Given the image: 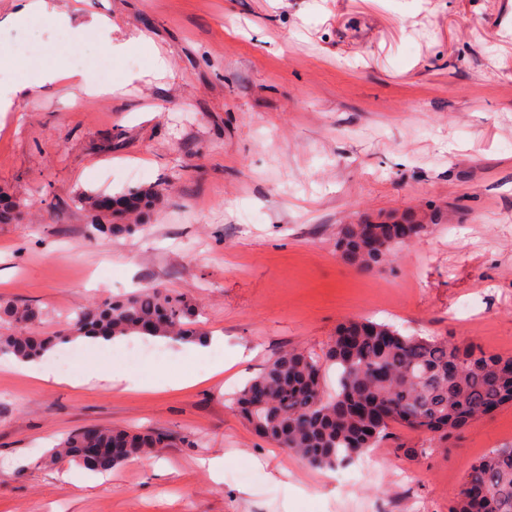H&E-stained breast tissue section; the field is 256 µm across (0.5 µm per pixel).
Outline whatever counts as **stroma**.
<instances>
[{"instance_id":"obj_1","label":"stroma","mask_w":512,"mask_h":512,"mask_svg":"<svg viewBox=\"0 0 512 512\" xmlns=\"http://www.w3.org/2000/svg\"><path fill=\"white\" fill-rule=\"evenodd\" d=\"M64 21L14 22L0 0V297L50 336L80 307L135 291L186 294L220 334L223 376L176 390L44 383L0 356V512H448L470 465L512 446V404L449 436L396 426L374 470H317L259 437L228 402L283 347L323 352L369 317L512 356V0H56ZM112 22L110 33L97 26ZM36 34L41 56L20 59ZM127 49L113 54L108 43ZM167 59L150 76L153 51ZM109 81L102 96L89 84ZM164 200L131 235L91 239L85 193ZM427 232L363 274L341 225ZM84 351L155 380L203 373L181 344ZM93 426L160 429L159 456L109 480L56 458ZM224 458L215 481L202 459Z\"/></svg>"}]
</instances>
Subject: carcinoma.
<instances>
[{"label": "carcinoma", "instance_id": "obj_1", "mask_svg": "<svg viewBox=\"0 0 512 512\" xmlns=\"http://www.w3.org/2000/svg\"><path fill=\"white\" fill-rule=\"evenodd\" d=\"M163 198L155 187L136 188L116 202L148 212ZM101 196L79 198L90 236L119 237L138 224H105ZM21 204L0 192V224L20 219ZM425 224H344L337 246L358 271H381L397 247L425 233ZM39 309L0 298V324L18 329L0 334V355L20 360L40 356L56 340L78 336L200 338L193 309L184 297L147 288L78 311L52 336H37ZM336 367V390L325 389L326 368ZM231 403L256 434L292 452L316 469L351 466L380 446L397 425L441 442L473 419L512 404V357L472 344L405 335L368 318L344 322L324 355L295 348L272 355L263 370L234 393ZM164 431L134 432L89 427L66 437L60 455L93 471L118 467L166 447ZM122 445L114 455L110 448ZM86 448L104 452L90 457ZM449 512H512V447L494 448L477 459L454 494Z\"/></svg>", "mask_w": 512, "mask_h": 512}]
</instances>
